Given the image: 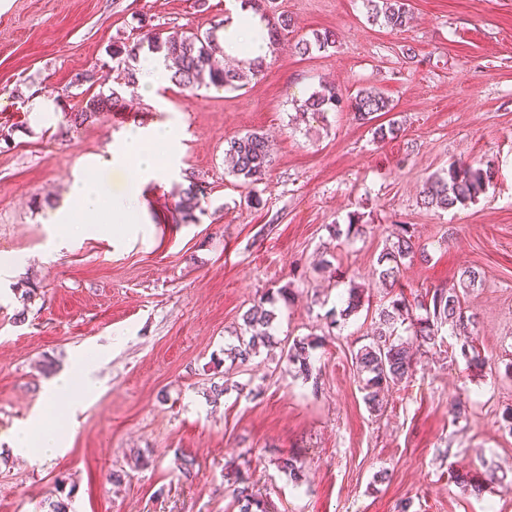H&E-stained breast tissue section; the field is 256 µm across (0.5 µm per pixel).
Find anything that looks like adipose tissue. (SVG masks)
I'll list each match as a JSON object with an SVG mask.
<instances>
[{"instance_id":"obj_1","label":"adipose tissue","mask_w":512,"mask_h":512,"mask_svg":"<svg viewBox=\"0 0 512 512\" xmlns=\"http://www.w3.org/2000/svg\"><path fill=\"white\" fill-rule=\"evenodd\" d=\"M225 52L254 59L268 55V30L265 22L248 7L238 6L224 26L221 35ZM173 150L175 133L171 127L156 128L150 135L132 133L121 144L110 147L107 164L112 169H123L136 164L142 179H156L164 172V165L156 149ZM140 207L137 185L130 184L121 194H113L107 184L91 177L77 178L70 190L69 205L56 210L51 221L56 224L60 242H70L97 233L103 221H114L113 233L122 238L140 230L137 211ZM103 351L79 353L69 369L51 378L44 391V408L29 416L22 427L12 431L9 438L14 455L48 456L63 448L71 436L68 428L55 425L53 412L60 397L86 401L94 399L99 385L93 376Z\"/></svg>"}]
</instances>
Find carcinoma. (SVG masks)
<instances>
[{
	"mask_svg": "<svg viewBox=\"0 0 512 512\" xmlns=\"http://www.w3.org/2000/svg\"><path fill=\"white\" fill-rule=\"evenodd\" d=\"M368 17L392 30L408 27L413 14L407 0H363ZM270 45L278 46L279 35L291 26V19L278 17L267 20ZM335 34L331 31H315L310 39H301L294 45L296 53L306 56L313 52H322L334 46ZM172 62L168 67L170 81L188 89L202 85H211L225 90H235L246 85L257 77L264 67V59L257 58L249 63V67L226 68L214 64L216 55L221 53L217 35L205 33H178L167 35L147 31L141 39L129 44L122 42L112 44V71L116 79L126 85L138 83L137 69L132 65L139 57L142 49ZM116 92L108 95L103 93L89 97L85 105L70 112L69 119L74 125H83L96 119L100 114L112 110V100ZM353 112L354 118L369 123L380 114L394 110L391 101L372 89H362L355 95L345 99L334 87L323 86L306 98L299 108L314 114H323L342 107V104ZM404 132L402 124L390 120L386 124L374 127V137L384 141L393 140ZM224 161L227 162L228 173L248 185L261 182L272 165V148L264 134L253 131L233 138L224 148ZM492 180V169L474 165L466 161L451 163L448 168L429 175L420 195L421 204L427 208L441 210L452 209L458 205L474 202L484 193ZM204 189L192 182L184 189L176 208L181 219L187 223L198 221L196 211L202 210ZM415 244L412 233L406 224L396 225L390 234V242L377 257V267L373 270L383 285L393 289L400 284V269L403 261L414 254ZM481 283V273L475 267H466L460 271L456 284L450 287L433 288L425 292L419 299L410 301L404 292L395 294L389 304L378 313V327L372 341L358 349L355 364L362 375L364 391L363 401L366 406L378 411L382 408V392L412 377L413 363L416 353L409 344L396 339L398 327L405 325L419 346L434 348L438 345V336L445 325L451 326L452 334L462 337L460 352L468 362L479 368L484 365L480 354L472 344V328L476 325L474 315L465 311L464 296L470 289ZM364 289L352 284L347 291L345 308L340 317L328 312L330 326H338V319L346 318L361 307ZM243 328L236 335V342L226 349L227 357L233 362L244 365L255 356L262 347L274 343V321L276 320L275 298L262 296L249 307L242 316ZM314 341L309 338L293 340L283 351L289 365L296 373L308 380L312 376ZM277 468L289 475L300 484L303 480L302 463L297 458L282 457L277 459ZM239 487L234 489V506L238 512H270V504L262 495L250 489L248 478L243 474L235 476Z\"/></svg>",
	"mask_w": 512,
	"mask_h": 512,
	"instance_id": "carcinoma-1",
	"label": "carcinoma"
}]
</instances>
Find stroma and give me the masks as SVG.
I'll list each match as a JSON object with an SVG mask.
<instances>
[{"instance_id": "35a3bbf8", "label": "stroma", "mask_w": 512, "mask_h": 512, "mask_svg": "<svg viewBox=\"0 0 512 512\" xmlns=\"http://www.w3.org/2000/svg\"><path fill=\"white\" fill-rule=\"evenodd\" d=\"M413 21L394 31L368 21L362 0H263L266 15L291 16L282 48L243 89L189 90L172 82L152 96L117 84L113 42L137 40L139 18L163 31L203 32L228 19L233 0H0V437L41 408L47 377L76 352L100 348L96 400L77 411L67 446L28 460L0 452V512H50L57 479L75 491L72 512H235L236 473L277 512H512V0H409ZM328 29L334 48L303 57L294 44ZM414 57L402 53L403 45ZM117 93L111 112L71 125L83 97L79 72ZM332 84L353 96L375 88L396 106L400 137L380 141L348 110L297 109ZM175 128L167 173L140 182L142 229L123 241L103 225L68 248L55 246L52 212L75 177L94 175L120 191L130 172L96 167L126 133ZM258 131L273 164L258 187L224 170V147ZM463 160L491 166L474 203L448 211L420 203L424 179ZM205 189L204 214L185 223L176 208L189 182ZM257 190L260 204L247 202ZM363 215L362 234L330 227ZM409 225L425 257L408 259L405 293L452 284L466 266L481 286L465 297L476 314L474 368L459 339L421 351L412 378L385 395L380 411L362 400L354 355L377 327L387 290L372 271L393 225ZM349 272L365 287L359 311L327 327ZM275 337L320 338L311 380L279 349L231 367L243 313L283 286ZM24 320H17V313ZM231 371L248 392L206 395ZM469 403L455 418L456 399ZM150 463L128 470L131 450ZM194 458L184 477L174 458ZM305 465L295 487L275 460ZM125 470L121 482L112 472ZM494 474L476 495L462 474Z\"/></svg>"}]
</instances>
